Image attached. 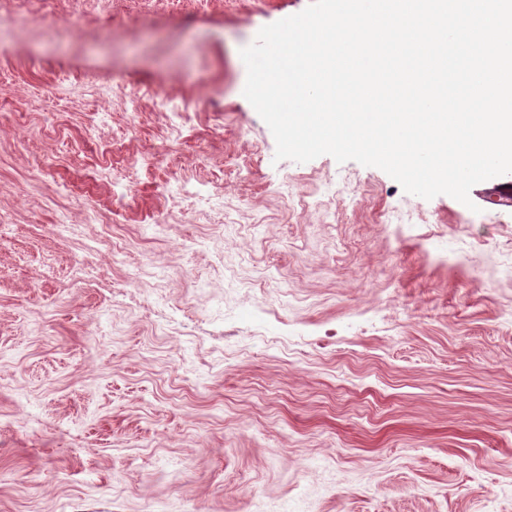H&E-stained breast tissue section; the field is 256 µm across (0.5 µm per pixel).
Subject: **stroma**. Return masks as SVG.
Returning <instances> with one entry per match:
<instances>
[{
	"mask_svg": "<svg viewBox=\"0 0 512 512\" xmlns=\"http://www.w3.org/2000/svg\"><path fill=\"white\" fill-rule=\"evenodd\" d=\"M309 3L0 0V512H512V208L276 160Z\"/></svg>",
	"mask_w": 512,
	"mask_h": 512,
	"instance_id": "stroma-1",
	"label": "stroma"
}]
</instances>
